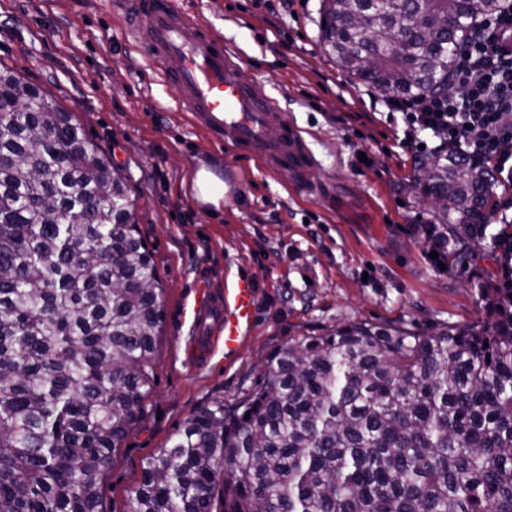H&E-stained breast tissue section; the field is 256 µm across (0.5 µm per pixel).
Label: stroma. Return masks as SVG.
<instances>
[{
  "instance_id": "1",
  "label": "stroma",
  "mask_w": 512,
  "mask_h": 512,
  "mask_svg": "<svg viewBox=\"0 0 512 512\" xmlns=\"http://www.w3.org/2000/svg\"><path fill=\"white\" fill-rule=\"evenodd\" d=\"M242 60L247 82L266 88L302 131L315 158L296 189L284 171L240 159L178 111L177 92L132 40L113 0H0V63L44 87L122 168L137 231L152 252L165 316L155 381L142 421L111 459L100 492L107 512H128L142 466L204 402L242 397L264 360L288 339L355 321L410 330L480 316L469 273L442 270L423 245L430 223L413 177L440 141L423 129L407 145L405 118L386 94L359 82L326 53L321 0H177ZM208 164L227 188L213 213L182 184ZM256 285V312L231 354L185 358L195 289Z\"/></svg>"
}]
</instances>
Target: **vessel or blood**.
<instances>
[{"instance_id": "b4317fda", "label": "vessel or blood", "mask_w": 512, "mask_h": 512, "mask_svg": "<svg viewBox=\"0 0 512 512\" xmlns=\"http://www.w3.org/2000/svg\"><path fill=\"white\" fill-rule=\"evenodd\" d=\"M134 41L161 64L178 91L181 111L193 113L214 138L265 168L288 169L308 189L313 159L296 125L284 117L263 86L239 79L241 63L212 32L176 0H122ZM256 288L238 278L231 298L201 288L191 308L195 336L186 358L197 362L217 349L233 352L254 316Z\"/></svg>"}]
</instances>
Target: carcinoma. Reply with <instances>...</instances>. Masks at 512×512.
<instances>
[{
    "label": "carcinoma",
    "mask_w": 512,
    "mask_h": 512,
    "mask_svg": "<svg viewBox=\"0 0 512 512\" xmlns=\"http://www.w3.org/2000/svg\"><path fill=\"white\" fill-rule=\"evenodd\" d=\"M499 8L323 0L321 28L342 68L414 98L448 93L473 22ZM414 182L444 200L421 231L447 270L498 265L474 283L485 318L288 340L256 388L185 418L130 512H512V222H492L487 162L450 149ZM163 320L123 171L0 63V512H105L100 484L144 416Z\"/></svg>",
    "instance_id": "1"
}]
</instances>
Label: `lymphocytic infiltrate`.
I'll return each instance as SVG.
<instances>
[{
  "label": "lymphocytic infiltrate",
  "mask_w": 512,
  "mask_h": 512,
  "mask_svg": "<svg viewBox=\"0 0 512 512\" xmlns=\"http://www.w3.org/2000/svg\"><path fill=\"white\" fill-rule=\"evenodd\" d=\"M478 21L455 56L462 89L431 98L400 99L408 129L432 130L467 157L505 168L512 162V0Z\"/></svg>",
  "instance_id": "1"
}]
</instances>
